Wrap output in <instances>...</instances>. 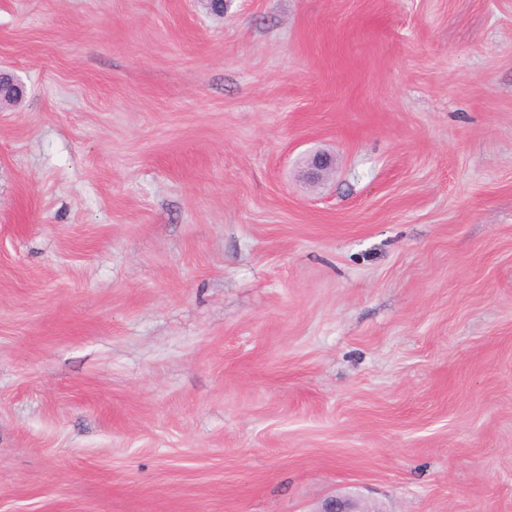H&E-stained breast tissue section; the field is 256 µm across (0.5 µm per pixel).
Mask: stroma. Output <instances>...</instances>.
Segmentation results:
<instances>
[{"label":"stroma","instance_id":"stroma-1","mask_svg":"<svg viewBox=\"0 0 512 512\" xmlns=\"http://www.w3.org/2000/svg\"><path fill=\"white\" fill-rule=\"evenodd\" d=\"M209 4L0 0V512H512V0Z\"/></svg>","mask_w":512,"mask_h":512}]
</instances>
